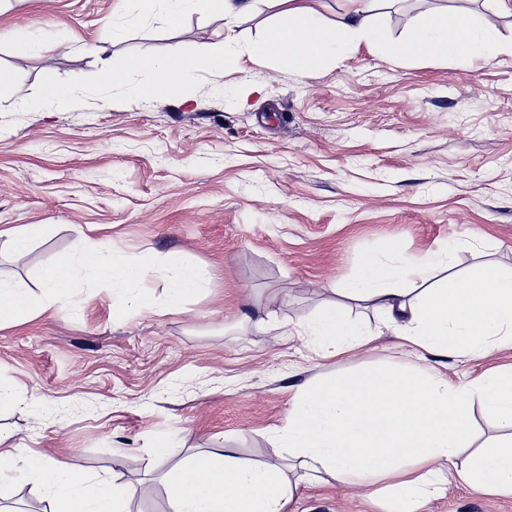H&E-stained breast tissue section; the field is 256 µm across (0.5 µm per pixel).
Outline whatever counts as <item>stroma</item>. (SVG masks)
Returning a JSON list of instances; mask_svg holds the SVG:
<instances>
[{
	"mask_svg": "<svg viewBox=\"0 0 512 512\" xmlns=\"http://www.w3.org/2000/svg\"><path fill=\"white\" fill-rule=\"evenodd\" d=\"M114 0H9L0 29L61 34L51 54H16L0 38L14 95L0 101V229L49 224L48 239L16 259L0 241V276L38 286L36 273L76 245L148 262L140 289L160 294L173 269L211 268L203 292L169 312H112L92 283L58 310L0 328V384L17 397L0 413V446L64 457L93 478L155 496L126 512H168L163 474L216 442L254 462L295 461L278 447L309 381L378 365L437 369L456 383L512 366V347L483 360L406 354L370 305L348 313L372 339L323 356L304 326L358 273L369 253L455 270L488 263L512 272V54L475 61L395 58L359 44L310 76L246 53L272 16L240 20L236 69L202 74L189 102L146 105L101 84L85 49L112 24ZM478 11L502 41L512 14L497 0H393L388 39L422 12ZM222 19L188 16L175 31L129 26L114 62L178 45L203 55ZM84 97L57 112L39 92L44 68ZM393 477L371 492L320 473L285 512H385ZM48 502L15 475L0 486L7 512ZM424 512H512V497L478 494L450 478Z\"/></svg>",
	"mask_w": 512,
	"mask_h": 512,
	"instance_id": "1",
	"label": "stroma"
}]
</instances>
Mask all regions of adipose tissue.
<instances>
[{
  "label": "adipose tissue",
  "instance_id": "1",
  "mask_svg": "<svg viewBox=\"0 0 512 512\" xmlns=\"http://www.w3.org/2000/svg\"><path fill=\"white\" fill-rule=\"evenodd\" d=\"M335 20L325 21L302 0H116V12L132 7L137 19L179 28L188 15L218 17L232 32L260 4L276 14L249 51L289 71L310 76L359 43L384 46L395 57L488 60L505 47L472 10L434 8L420 14L397 40L388 39L382 9L388 0H342ZM125 32L116 23L89 49L102 65L105 84L129 86L139 101L187 100L204 72L236 68L230 44L199 56L180 48L162 56H138L112 64V46ZM141 259L110 258L94 246L60 255L38 272L39 288L0 277V328L56 309L79 293L85 279L103 282L112 310H168L209 284V267L181 263L158 296L135 293L143 277ZM371 303L393 336L413 351L436 357H485L512 345V274L485 265L466 279L433 282L432 269L405 259L385 263L366 255L357 278L341 290ZM321 351L336 356L368 342L362 327L341 305L325 307L307 326ZM512 428V368L484 372L457 385L417 367L382 366L339 373L300 389L279 442L292 449L302 478L326 472L344 486L365 490L376 478L399 475L387 492V512H421L438 495L448 471L477 493L512 496V435L470 450L473 410ZM22 467L26 479L51 492L49 512H123L128 486L93 481L59 458L0 449V475ZM169 512H284L295 483L274 463L256 464L235 449L201 452L165 477Z\"/></svg>",
  "mask_w": 512,
  "mask_h": 512
}]
</instances>
